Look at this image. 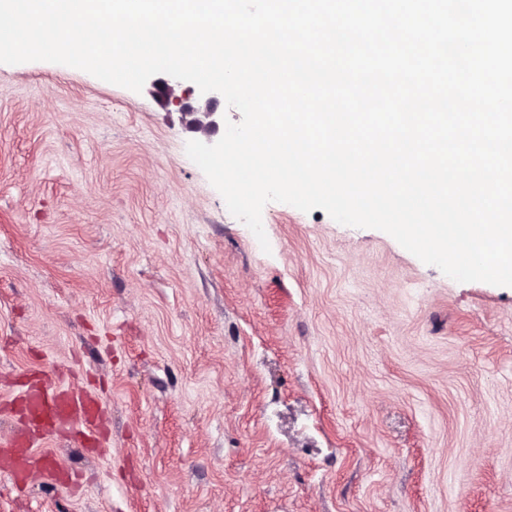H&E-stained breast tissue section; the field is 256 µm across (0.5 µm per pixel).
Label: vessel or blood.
Here are the masks:
<instances>
[{
    "mask_svg": "<svg viewBox=\"0 0 512 512\" xmlns=\"http://www.w3.org/2000/svg\"><path fill=\"white\" fill-rule=\"evenodd\" d=\"M19 401L26 423L12 429L0 443V477L17 484L25 480L38 437L71 433L80 427L90 431L100 418L94 399L46 381L26 385Z\"/></svg>",
    "mask_w": 512,
    "mask_h": 512,
    "instance_id": "obj_1",
    "label": "vessel or blood"
}]
</instances>
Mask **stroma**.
Masks as SVG:
<instances>
[{
    "instance_id": "1",
    "label": "stroma",
    "mask_w": 512,
    "mask_h": 512,
    "mask_svg": "<svg viewBox=\"0 0 512 512\" xmlns=\"http://www.w3.org/2000/svg\"><path fill=\"white\" fill-rule=\"evenodd\" d=\"M163 88L0 64V436L36 379L103 406L0 512H512V287L320 208L262 250Z\"/></svg>"
}]
</instances>
